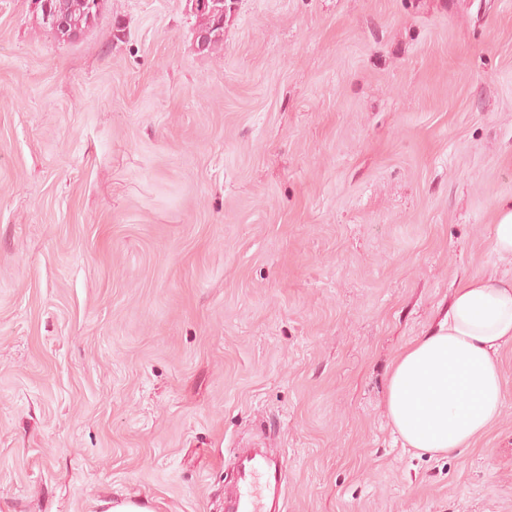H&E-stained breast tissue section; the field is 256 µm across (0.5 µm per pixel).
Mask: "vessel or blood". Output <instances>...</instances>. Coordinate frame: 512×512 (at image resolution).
I'll return each instance as SVG.
<instances>
[{
	"label": "vessel or blood",
	"mask_w": 512,
	"mask_h": 512,
	"mask_svg": "<svg viewBox=\"0 0 512 512\" xmlns=\"http://www.w3.org/2000/svg\"><path fill=\"white\" fill-rule=\"evenodd\" d=\"M235 466L224 484V512H281L287 476L284 456L260 449H234Z\"/></svg>",
	"instance_id": "1"
}]
</instances>
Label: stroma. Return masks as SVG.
I'll list each match as a JSON object with an SVG mask.
<instances>
[{
	"mask_svg": "<svg viewBox=\"0 0 512 512\" xmlns=\"http://www.w3.org/2000/svg\"><path fill=\"white\" fill-rule=\"evenodd\" d=\"M102 0L59 39L0 0V512H224L234 448L285 512H512L504 406L443 457L396 355L512 198V0ZM202 1V6L198 7L196 11L192 12L195 18L196 30L206 31L196 33L197 48L200 51L205 50L208 40L209 45L207 52H217L221 45L224 43V25L219 26L224 18V0H198ZM209 32V33H207Z\"/></svg>",
	"mask_w": 512,
	"mask_h": 512,
	"instance_id": "obj_1",
	"label": "stroma"
}]
</instances>
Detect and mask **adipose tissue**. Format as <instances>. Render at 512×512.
Listing matches in <instances>:
<instances>
[{"label": "adipose tissue", "mask_w": 512, "mask_h": 512, "mask_svg": "<svg viewBox=\"0 0 512 512\" xmlns=\"http://www.w3.org/2000/svg\"><path fill=\"white\" fill-rule=\"evenodd\" d=\"M509 343L512 278H468L442 320L391 367L387 412L404 446L445 454L485 432L502 410L497 354Z\"/></svg>", "instance_id": "obj_1"}]
</instances>
